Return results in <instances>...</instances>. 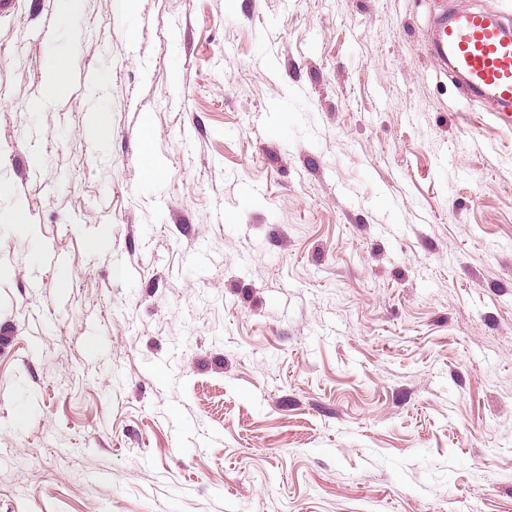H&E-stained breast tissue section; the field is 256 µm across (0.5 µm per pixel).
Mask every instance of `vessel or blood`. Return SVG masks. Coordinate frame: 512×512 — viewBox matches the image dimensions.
<instances>
[{
    "label": "vessel or blood",
    "mask_w": 512,
    "mask_h": 512,
    "mask_svg": "<svg viewBox=\"0 0 512 512\" xmlns=\"http://www.w3.org/2000/svg\"><path fill=\"white\" fill-rule=\"evenodd\" d=\"M428 53L464 84L469 100L512 109V24L482 10L439 15L431 25Z\"/></svg>",
    "instance_id": "vessel-or-blood-1"
}]
</instances>
